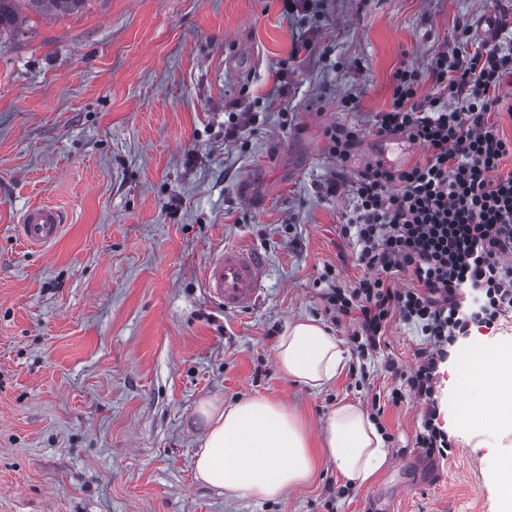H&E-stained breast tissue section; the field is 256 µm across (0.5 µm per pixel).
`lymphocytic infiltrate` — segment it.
<instances>
[{
	"label": "lymphocytic infiltrate",
	"mask_w": 512,
	"mask_h": 512,
	"mask_svg": "<svg viewBox=\"0 0 512 512\" xmlns=\"http://www.w3.org/2000/svg\"><path fill=\"white\" fill-rule=\"evenodd\" d=\"M510 29L498 21L497 37L479 40L463 27L453 52L435 53L426 71L395 70L389 106L372 133L404 138L426 158L402 169L369 165L354 177L340 233L356 241L363 273L351 284L332 267L323 275L324 310L333 323L348 321L360 354L379 349L391 321L420 330L415 364L390 366L399 381L391 400L408 394L425 404L415 445L441 458L451 443L438 420L439 366L472 327L512 311V171L501 168L512 140L498 123L512 101V48L498 40ZM426 79L432 86L424 94ZM402 272L414 287H395Z\"/></svg>",
	"instance_id": "obj_1"
}]
</instances>
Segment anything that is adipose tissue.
I'll list each match as a JSON object with an SVG mask.
<instances>
[{"instance_id":"obj_1","label":"adipose tissue","mask_w":512,"mask_h":512,"mask_svg":"<svg viewBox=\"0 0 512 512\" xmlns=\"http://www.w3.org/2000/svg\"><path fill=\"white\" fill-rule=\"evenodd\" d=\"M275 359L285 377L319 389L335 379L344 354L335 336L307 319L286 326ZM454 374L456 396L464 401L459 426L512 430V347L474 342L461 353ZM197 411L204 430L194 468L206 485L232 497L274 501L311 477L308 434L284 403L259 396L222 407L206 400ZM321 443L353 485L369 482L389 462L374 422L350 403L328 413Z\"/></svg>"}]
</instances>
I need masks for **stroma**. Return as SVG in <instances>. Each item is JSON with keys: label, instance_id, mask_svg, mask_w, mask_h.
Returning a JSON list of instances; mask_svg holds the SVG:
<instances>
[{"label": "stroma", "instance_id": "35a3bbf8", "mask_svg": "<svg viewBox=\"0 0 512 512\" xmlns=\"http://www.w3.org/2000/svg\"><path fill=\"white\" fill-rule=\"evenodd\" d=\"M505 15L512 0H323L307 16L282 0H89L0 33V512H329L330 485V512H500L489 472L512 434L454 424L452 365L446 459L414 446L422 404L390 400L386 362L414 364L416 327L391 322L320 390L285 378L274 347L289 321L325 322V266L361 274L339 234L350 198L326 187L374 162L394 71L426 70L459 25L487 38L481 19ZM303 37L312 53L291 60ZM337 124L363 131L344 163L324 136ZM37 203L67 217L44 248L16 234ZM235 245L269 266L256 304L227 311L202 272ZM255 395L288 404L315 459L277 502L195 477L199 403ZM375 398L391 463L348 487L319 431L336 404Z\"/></svg>", "mask_w": 512, "mask_h": 512}]
</instances>
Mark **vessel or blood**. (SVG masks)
Masks as SVG:
<instances>
[{"label": "vessel or blood", "instance_id": "vessel-or-blood-1", "mask_svg": "<svg viewBox=\"0 0 512 512\" xmlns=\"http://www.w3.org/2000/svg\"><path fill=\"white\" fill-rule=\"evenodd\" d=\"M64 216L50 205H34L19 226L23 241L38 246L54 242L60 234ZM267 261L252 248L224 247L208 261L203 283L209 297L232 311L251 305L264 288Z\"/></svg>", "mask_w": 512, "mask_h": 512}]
</instances>
